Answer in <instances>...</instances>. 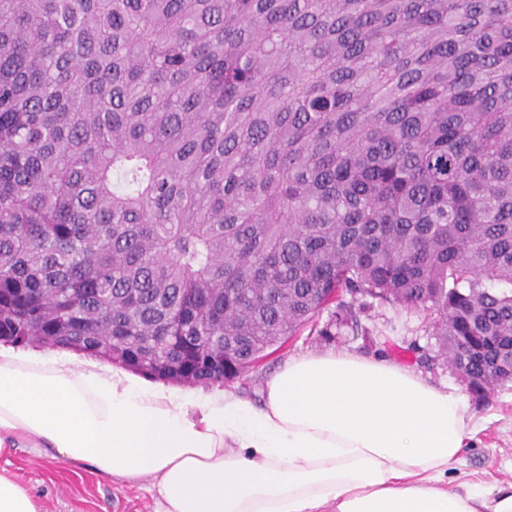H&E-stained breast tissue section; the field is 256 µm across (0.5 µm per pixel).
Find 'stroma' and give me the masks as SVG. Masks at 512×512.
<instances>
[{
  "label": "stroma",
  "mask_w": 512,
  "mask_h": 512,
  "mask_svg": "<svg viewBox=\"0 0 512 512\" xmlns=\"http://www.w3.org/2000/svg\"><path fill=\"white\" fill-rule=\"evenodd\" d=\"M356 310L364 334L328 342L302 328L239 378L224 383V390L257 402L267 378L288 358L330 350L384 355L432 383L454 390L467 404L473 418V438L449 475V486L465 480L512 482V382L486 394L471 392L440 352L432 319L423 311L381 306L368 298L359 299ZM0 471L13 475L30 490L39 512H156L158 507L151 479L112 480L82 463L47 460L35 448H19L10 456L0 457Z\"/></svg>",
  "instance_id": "obj_1"
}]
</instances>
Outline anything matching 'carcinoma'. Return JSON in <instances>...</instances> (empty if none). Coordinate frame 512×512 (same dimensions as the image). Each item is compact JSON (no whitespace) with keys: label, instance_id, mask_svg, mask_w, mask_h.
<instances>
[{"label":"carcinoma","instance_id":"carcinoma-1","mask_svg":"<svg viewBox=\"0 0 512 512\" xmlns=\"http://www.w3.org/2000/svg\"><path fill=\"white\" fill-rule=\"evenodd\" d=\"M422 309L512 380V0H0V341L210 386Z\"/></svg>","mask_w":512,"mask_h":512}]
</instances>
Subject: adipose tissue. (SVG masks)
<instances>
[{
    "mask_svg": "<svg viewBox=\"0 0 512 512\" xmlns=\"http://www.w3.org/2000/svg\"><path fill=\"white\" fill-rule=\"evenodd\" d=\"M470 433L458 393L383 356L290 358L257 406L0 345V456L151 477L158 512H512V482L447 486Z\"/></svg>",
    "mask_w": 512,
    "mask_h": 512,
    "instance_id": "1",
    "label": "adipose tissue"
}]
</instances>
